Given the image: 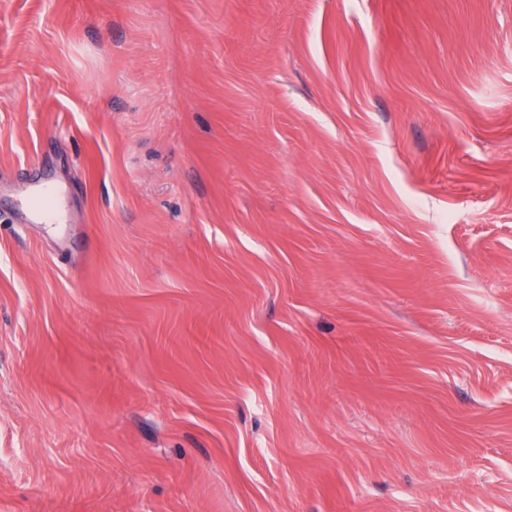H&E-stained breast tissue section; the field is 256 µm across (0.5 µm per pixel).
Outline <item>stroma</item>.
I'll return each instance as SVG.
<instances>
[{"label": "stroma", "mask_w": 512, "mask_h": 512, "mask_svg": "<svg viewBox=\"0 0 512 512\" xmlns=\"http://www.w3.org/2000/svg\"><path fill=\"white\" fill-rule=\"evenodd\" d=\"M0 512H512V0H0ZM37 195L41 199V204L36 211L37 218L46 224L57 223L61 211L59 193L49 189H42Z\"/></svg>", "instance_id": "1"}]
</instances>
